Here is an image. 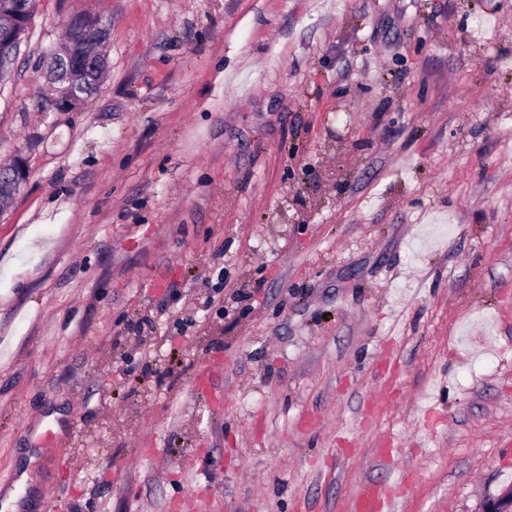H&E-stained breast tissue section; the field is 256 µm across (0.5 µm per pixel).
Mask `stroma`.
I'll use <instances>...</instances> for the list:
<instances>
[{
    "mask_svg": "<svg viewBox=\"0 0 512 512\" xmlns=\"http://www.w3.org/2000/svg\"><path fill=\"white\" fill-rule=\"evenodd\" d=\"M74 13L106 23L107 70L60 112ZM18 156L9 512L512 489V0H36L0 79Z\"/></svg>",
    "mask_w": 512,
    "mask_h": 512,
    "instance_id": "stroma-1",
    "label": "stroma"
}]
</instances>
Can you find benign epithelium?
<instances>
[{
	"instance_id": "7a95c632",
	"label": "benign epithelium",
	"mask_w": 512,
	"mask_h": 512,
	"mask_svg": "<svg viewBox=\"0 0 512 512\" xmlns=\"http://www.w3.org/2000/svg\"><path fill=\"white\" fill-rule=\"evenodd\" d=\"M29 12L17 0L0 7V72L14 61L19 52L22 37L29 24ZM69 28V48L63 54L53 56L55 80L67 84L59 91V96L50 101V107L57 111H67L78 107L89 89L96 87L94 73L104 66L103 50L108 38V29L97 18L83 14L71 16ZM28 169L24 160L15 159V165L8 170H0V194L15 193L25 183ZM481 512H512V490L487 499Z\"/></svg>"
}]
</instances>
